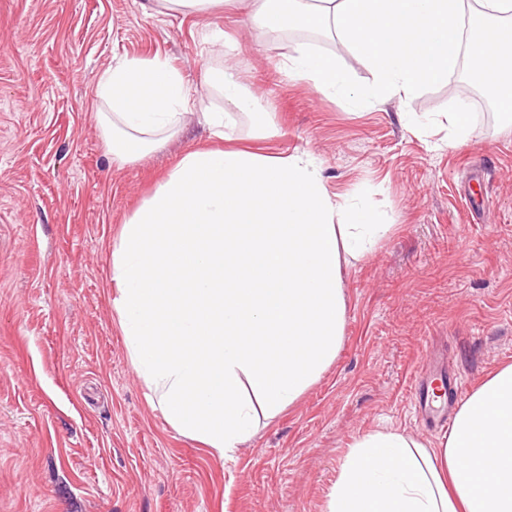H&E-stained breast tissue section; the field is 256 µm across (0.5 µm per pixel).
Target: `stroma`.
Segmentation results:
<instances>
[{
  "label": "stroma",
  "instance_id": "obj_1",
  "mask_svg": "<svg viewBox=\"0 0 512 512\" xmlns=\"http://www.w3.org/2000/svg\"><path fill=\"white\" fill-rule=\"evenodd\" d=\"M214 27L280 131L263 148L313 153L332 200L364 197L392 226L342 264L336 361L227 458L151 404L110 295L124 220L208 131L190 118L119 167L91 96L126 55L160 56L199 85ZM301 43L373 82L339 39L262 36L231 2L167 15L151 0H0V512H325L363 435L439 440L409 396L436 358L472 388L512 363V113L465 98L471 139L451 149L443 120L466 62L447 83L355 109L288 77L283 57ZM484 194L485 214L469 217L467 198Z\"/></svg>",
  "mask_w": 512,
  "mask_h": 512
}]
</instances>
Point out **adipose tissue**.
I'll use <instances>...</instances> for the list:
<instances>
[{
  "label": "adipose tissue",
  "instance_id": "adipose-tissue-1",
  "mask_svg": "<svg viewBox=\"0 0 512 512\" xmlns=\"http://www.w3.org/2000/svg\"><path fill=\"white\" fill-rule=\"evenodd\" d=\"M255 0L265 34L325 27L374 74L354 85L335 59L300 46L284 69L320 94L365 108L447 82L460 57L484 67L489 31L505 69L494 89L512 112V0ZM191 90L166 60L124 57L94 87L114 164L161 148L197 115L214 148L186 153L124 222L112 253V301L130 361L167 422L219 456L260 418L294 405L334 362L345 324L343 256L387 236L368 200L332 202L309 152L231 148L240 124L274 136L271 115L226 53ZM326 512H512V364L488 375L436 444L370 432L341 462Z\"/></svg>",
  "mask_w": 512,
  "mask_h": 512
}]
</instances>
